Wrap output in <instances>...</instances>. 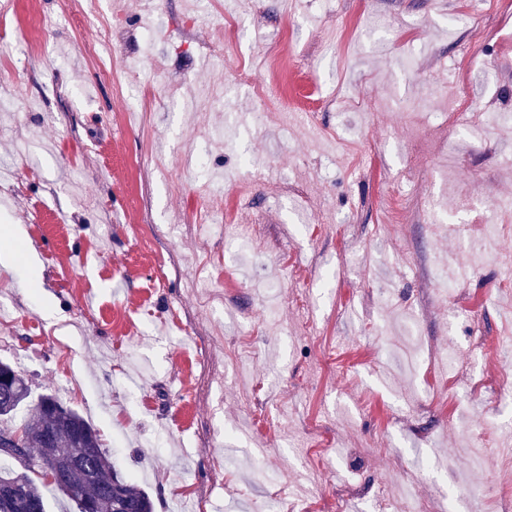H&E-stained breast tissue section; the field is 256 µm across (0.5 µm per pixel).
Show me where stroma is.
Wrapping results in <instances>:
<instances>
[{
	"label": "stroma",
	"instance_id": "1",
	"mask_svg": "<svg viewBox=\"0 0 512 512\" xmlns=\"http://www.w3.org/2000/svg\"><path fill=\"white\" fill-rule=\"evenodd\" d=\"M11 6L0 360L33 396L92 423L155 512H370L397 466L416 500L512 512V131L448 121L463 82L472 114L512 109V0ZM245 224L242 253L222 228ZM418 336L464 366L429 393Z\"/></svg>",
	"mask_w": 512,
	"mask_h": 512
}]
</instances>
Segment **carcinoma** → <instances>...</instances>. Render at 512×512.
<instances>
[{
	"mask_svg": "<svg viewBox=\"0 0 512 512\" xmlns=\"http://www.w3.org/2000/svg\"><path fill=\"white\" fill-rule=\"evenodd\" d=\"M14 374L11 387H0V420L16 416L31 395L28 379L17 370ZM22 427L30 463L22 464L0 452V482L18 483L24 497L36 503L40 512H48L47 489L74 502L76 512H82L87 501L99 503L103 512L126 507L132 512H155L150 495L122 476L102 448L97 430L75 410L67 409V421L62 422L35 405ZM55 462L63 465L62 479L38 483L32 478Z\"/></svg>",
	"mask_w": 512,
	"mask_h": 512,
	"instance_id": "cac0c4a2",
	"label": "carcinoma"
}]
</instances>
